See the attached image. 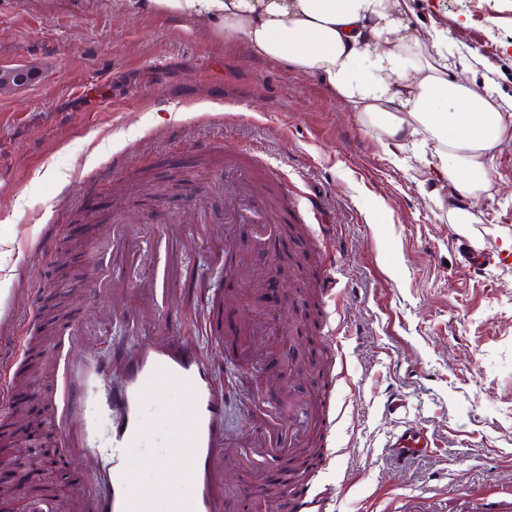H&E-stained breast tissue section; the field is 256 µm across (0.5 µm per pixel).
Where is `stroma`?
Returning <instances> with one entry per match:
<instances>
[{
  "mask_svg": "<svg viewBox=\"0 0 512 512\" xmlns=\"http://www.w3.org/2000/svg\"><path fill=\"white\" fill-rule=\"evenodd\" d=\"M418 3L421 29L447 30L463 77L496 85L512 114V0ZM0 60L41 74L0 95V313L13 318L0 337L22 336L28 361L45 343L107 365L114 349L175 330L224 390L225 446L243 449L266 433L274 406L321 396L311 374L285 369V353L331 346L336 425L320 477L341 489L335 512H396L412 497L431 512H454L461 500L497 502L512 489V251L503 249L512 239V132L489 160L491 188L471 203L476 221L463 230L446 217L455 204L448 183L411 149L391 151L314 75L252 59L192 25L64 6L48 14L39 0H0ZM224 142L281 171L282 186L269 191L293 192L288 221L306 227L295 240L231 230L236 248L257 258L251 279H264L270 261L291 264L278 296L227 278L213 244L189 252L173 239L174 305L161 311L145 296L139 320L114 319L113 301L149 275L154 256L143 243L112 254L113 208L135 227L190 220L200 199L220 217L224 195L211 191L208 166L224 154L197 148ZM311 195L323 203L321 218L307 210ZM86 208L95 223H77ZM54 226L62 229L55 249L67 259L61 272L36 247ZM107 257L120 278L96 301L89 286ZM322 265L335 296L306 331L294 300ZM216 297L225 325L249 315L267 329L271 358L244 365L225 357L209 330ZM54 373V363L42 365L36 384L15 397L31 416L14 428L13 454L24 455L31 439L42 454L39 472L9 481L16 495L4 505L18 512L26 498L59 501L83 488L107 461L108 414L81 458L61 459L47 401ZM145 403L161 444L187 396L152 384ZM407 424L431 446L401 461L388 441ZM294 465L286 453L256 473L229 459L233 512H250Z\"/></svg>",
  "mask_w": 512,
  "mask_h": 512,
  "instance_id": "1",
  "label": "stroma"
}]
</instances>
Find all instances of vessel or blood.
Masks as SVG:
<instances>
[{
	"label": "vessel or blood",
	"instance_id": "1",
	"mask_svg": "<svg viewBox=\"0 0 512 512\" xmlns=\"http://www.w3.org/2000/svg\"><path fill=\"white\" fill-rule=\"evenodd\" d=\"M224 221L228 224L264 223L262 200L234 183H225ZM144 289L158 297L160 305L173 302L175 290L170 284L167 264L155 267ZM254 334L252 320L243 317L235 328L227 331L224 343L244 362L248 359ZM113 365L124 372L126 383L111 395L97 396L87 377L55 388V415L68 411L77 416L75 424L61 426L57 436L67 453H76L80 439L90 432L91 413L112 416V441L103 473L108 491L90 502L84 496H75L66 503L65 512H228L224 482L227 460L222 427L224 402L206 361L169 332L145 340L136 352L116 353ZM155 382L185 392L189 404L168 446L169 452L181 458L178 478L163 472L146 487L140 482L145 459L134 456L133 450L149 439L143 392ZM335 392V384H328L323 404L312 406L313 431L325 432L334 425L331 405ZM427 445L426 436L411 425L395 434L391 441L392 448L404 458ZM183 484L188 487L184 494L179 491ZM336 499L334 485L322 482L309 485L292 498L291 512H334Z\"/></svg>",
	"mask_w": 512,
	"mask_h": 512
}]
</instances>
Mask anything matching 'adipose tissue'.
Segmentation results:
<instances>
[{
    "label": "adipose tissue",
    "instance_id": "obj_1",
    "mask_svg": "<svg viewBox=\"0 0 512 512\" xmlns=\"http://www.w3.org/2000/svg\"><path fill=\"white\" fill-rule=\"evenodd\" d=\"M76 11L163 15L316 75L366 126L412 148L462 201L489 186L508 128L491 85L462 80L448 34L414 25L416 0H68Z\"/></svg>",
    "mask_w": 512,
    "mask_h": 512
}]
</instances>
